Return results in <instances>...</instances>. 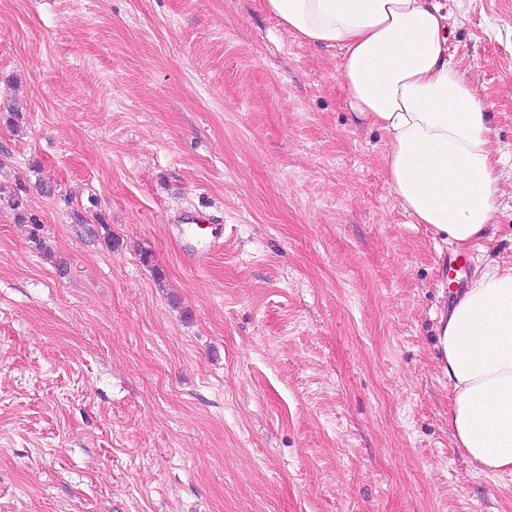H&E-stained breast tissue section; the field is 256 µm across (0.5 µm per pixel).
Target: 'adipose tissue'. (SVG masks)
<instances>
[{"mask_svg":"<svg viewBox=\"0 0 512 512\" xmlns=\"http://www.w3.org/2000/svg\"><path fill=\"white\" fill-rule=\"evenodd\" d=\"M258 5L300 42L338 51L351 108L389 135L387 182L404 211L458 250L484 240L501 160L477 90L448 54L439 0ZM435 347L455 448L480 472L512 475V265L483 271L442 308Z\"/></svg>","mask_w":512,"mask_h":512,"instance_id":"1","label":"adipose tissue"}]
</instances>
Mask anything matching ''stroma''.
Masks as SVG:
<instances>
[{
	"instance_id": "stroma-1",
	"label": "stroma",
	"mask_w": 512,
	"mask_h": 512,
	"mask_svg": "<svg viewBox=\"0 0 512 512\" xmlns=\"http://www.w3.org/2000/svg\"><path fill=\"white\" fill-rule=\"evenodd\" d=\"M442 4L504 159L483 269L512 261V0ZM336 65L257 0H0V184L54 254L0 207V512H512L451 443L449 246ZM186 209L224 228L200 268Z\"/></svg>"
}]
</instances>
